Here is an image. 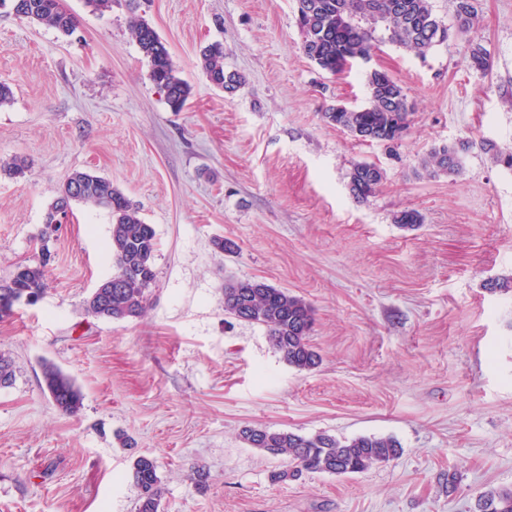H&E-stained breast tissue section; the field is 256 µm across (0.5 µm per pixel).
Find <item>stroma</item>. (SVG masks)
Returning <instances> with one entry per match:
<instances>
[{
  "label": "stroma",
  "instance_id": "1",
  "mask_svg": "<svg viewBox=\"0 0 512 512\" xmlns=\"http://www.w3.org/2000/svg\"><path fill=\"white\" fill-rule=\"evenodd\" d=\"M73 36L0 6V278L51 253L47 289L0 321L16 366L0 387V512H135L134 459L152 456L161 512H474L512 488V0H475L465 38L417 56L386 40L370 63L333 76L301 50L295 0H138L191 94L169 107L129 30L127 0L100 15L63 0ZM224 45L235 90L201 65ZM493 58L468 65L471 44ZM388 71L413 105L391 145L361 142L321 117L363 105L369 70ZM469 142L456 175L430 177L434 148ZM374 162L379 191L353 200L348 174ZM77 171L111 180L157 234L145 313L88 315L112 275L109 214L78 203L39 234ZM405 210L423 221L396 223ZM230 243L229 251L216 240ZM257 279L313 309V370L283 361L263 327L224 312V282ZM50 363L80 388L66 415L42 388ZM339 439L374 435L398 458L350 475L270 479L284 456L249 447L243 428ZM207 475L196 486L195 469Z\"/></svg>",
  "mask_w": 512,
  "mask_h": 512
}]
</instances>
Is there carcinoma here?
<instances>
[{
	"label": "carcinoma",
	"instance_id": "obj_1",
	"mask_svg": "<svg viewBox=\"0 0 512 512\" xmlns=\"http://www.w3.org/2000/svg\"><path fill=\"white\" fill-rule=\"evenodd\" d=\"M297 23L303 40L301 50L321 70L337 75L345 63L372 52L374 33L385 26L389 42L423 56L434 46L471 31L477 20L473 0H455V23L447 26L433 14L430 0H299ZM15 13L33 23L53 29L63 36L72 35L78 26L75 14L67 11L62 0H14ZM130 30L150 66V78L164 93L170 108L182 110L190 87L179 78L169 51L157 32L143 19L134 17ZM202 66L210 81L222 89H234L242 83L235 72L224 69V46L212 43L201 52ZM469 65L478 71L492 67L491 56L481 44L471 46ZM367 103L361 107L333 105L322 113L324 121L363 141L394 143L406 127L412 105L403 87L387 71L367 73ZM463 142L433 149L422 167L431 177L457 174L462 169ZM383 181V171L375 163L360 162L349 172L348 188L354 200L363 203L376 194ZM78 202L106 210L112 219L109 244L115 272L112 287L92 293L85 302L88 314L108 320L141 316L147 305L156 273L152 260L157 248L156 231L139 215L137 207L112 181L87 171H76L59 190L46 213L50 225L54 214L69 215ZM48 258L35 264L19 265L3 280L22 288L44 293ZM224 312L233 318L265 328L272 347L288 365L298 370L316 368L321 356L310 342L314 316L311 306L288 290L264 281L228 279L224 282ZM43 390L63 414L75 415L83 407V395L73 379L52 364L43 366ZM13 361L0 353V387L12 385ZM242 439L251 448L273 455H286L288 468L272 473L274 483L294 479L304 472L353 474L395 459L401 450L393 438L359 436L340 440L327 433L305 436L287 430L246 428ZM156 460L138 456L131 477L138 489L136 512H160L164 487L157 474ZM483 512H512V489L489 488L481 493Z\"/></svg>",
	"mask_w": 512,
	"mask_h": 512
}]
</instances>
